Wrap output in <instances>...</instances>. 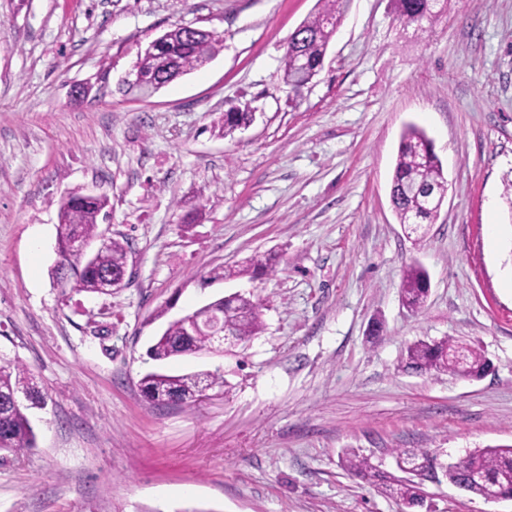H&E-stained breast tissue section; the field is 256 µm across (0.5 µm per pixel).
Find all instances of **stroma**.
<instances>
[{
	"label": "stroma",
	"mask_w": 512,
	"mask_h": 512,
	"mask_svg": "<svg viewBox=\"0 0 512 512\" xmlns=\"http://www.w3.org/2000/svg\"><path fill=\"white\" fill-rule=\"evenodd\" d=\"M318 0H0V355L47 396L35 448L0 452V512H403L346 454L396 473L400 450L448 464L512 444V0H445L432 28L393 0H348L323 67L292 91L282 58ZM183 24L216 54L152 96L124 92L150 40ZM81 98H74V89ZM253 121L224 132L229 108ZM448 195L423 241L390 182L407 125ZM107 193L100 231L129 243L127 284L61 287L59 206ZM276 273L225 277L256 254ZM430 287L401 302L407 265ZM264 331L221 356L226 395L147 402V349L233 293ZM453 339L479 379L403 370L408 345ZM416 512H512L425 479Z\"/></svg>",
	"instance_id": "stroma-1"
}]
</instances>
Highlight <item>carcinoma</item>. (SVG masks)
<instances>
[{
  "mask_svg": "<svg viewBox=\"0 0 512 512\" xmlns=\"http://www.w3.org/2000/svg\"><path fill=\"white\" fill-rule=\"evenodd\" d=\"M321 9L298 28L283 59V81L296 91L319 73L329 42L335 33L333 20L340 13L343 0H320ZM440 0H395L399 21L406 27L418 29L433 25L439 18L436 10ZM219 40L211 33L184 35L174 30L160 45L148 44L140 53L137 65L139 88L155 91L165 84L206 63L216 52ZM253 120L250 112L224 113V134L248 126ZM430 139L415 126L402 134L398 156L391 180V203L399 220L407 231L420 240L425 236L423 225L431 224L437 217L431 196L448 191V182L438 156L428 147ZM109 207L107 194L64 197L59 210V224L63 238L91 242L100 237L98 217ZM129 244L125 240L110 239L89 262L70 256L66 250L59 252L60 261L52 270L58 284L67 285L77 292L96 295L112 294V276L126 269ZM280 258L271 255H255L246 265L228 272V276H244L257 271H277ZM429 291V276L419 264L405 271L401 298L411 310L419 311ZM214 312L230 310L225 324L231 334L250 341L264 330L262 319L263 299L254 294L234 293L208 303ZM459 343L446 339L417 341L407 347L405 365L409 369L425 373H449L460 375V367L453 351ZM467 375L480 377L488 362L476 349L467 346ZM209 353L220 354L215 347L211 330L206 326L195 329L184 320L170 322L148 349L154 361L174 357ZM142 391L156 405H188L214 392L226 393L227 383L220 369L199 370L185 374H169L162 371L146 373L140 380ZM21 396L25 403L11 405L13 398ZM46 398L36 376L19 360L0 356V451L21 452L36 445L31 412L42 409ZM346 468L365 481H380L384 491L399 499L407 509L423 503L421 489L409 478L388 477L380 474L367 457L351 454L345 458ZM449 481L463 484L467 491L486 500L512 496V445L488 446L468 454L448 467Z\"/></svg>",
  "mask_w": 512,
  "mask_h": 512,
  "instance_id": "obj_1",
  "label": "carcinoma"
}]
</instances>
